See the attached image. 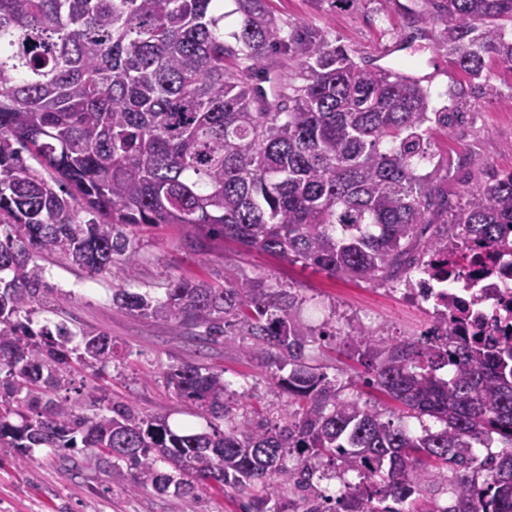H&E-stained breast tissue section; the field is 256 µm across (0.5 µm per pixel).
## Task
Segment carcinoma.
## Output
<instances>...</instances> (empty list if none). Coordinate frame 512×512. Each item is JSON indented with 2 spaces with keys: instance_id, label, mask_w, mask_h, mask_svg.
<instances>
[{
  "instance_id": "obj_1",
  "label": "carcinoma",
  "mask_w": 512,
  "mask_h": 512,
  "mask_svg": "<svg viewBox=\"0 0 512 512\" xmlns=\"http://www.w3.org/2000/svg\"><path fill=\"white\" fill-rule=\"evenodd\" d=\"M232 2L226 12L224 0H0V447L20 464L36 448L123 461L132 482L113 469L126 492L229 487L245 496L240 512H405L450 472L451 501L420 512H512V340L381 347L374 330H351L373 354L366 384L443 424L414 433L340 397L309 362L311 329L291 290L179 278L162 298L114 288L112 305L199 328L204 345L242 325L288 396L280 422L239 419L224 370L199 363L165 379L204 429L93 394L78 415L60 397L73 364L104 367L116 351L105 332L82 329L72 347L67 324L33 327L52 290L41 259L131 281L141 229L184 224L371 281L450 242L512 245V171L469 160L475 182L451 204L437 179L448 162L431 151L468 98L498 94L490 60L512 68V0L403 6L404 43L442 21L432 44L468 81L441 107L428 78L359 63L329 30L278 21L267 0ZM495 440L498 453L473 452ZM316 456L357 473V492L334 502L319 491Z\"/></svg>"
}]
</instances>
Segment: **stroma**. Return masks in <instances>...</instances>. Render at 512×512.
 <instances>
[{
    "label": "stroma",
    "mask_w": 512,
    "mask_h": 512,
    "mask_svg": "<svg viewBox=\"0 0 512 512\" xmlns=\"http://www.w3.org/2000/svg\"><path fill=\"white\" fill-rule=\"evenodd\" d=\"M282 21H303L330 30L358 57L383 66L410 60L411 51H396L408 28L402 12L390 0H356L348 8L332 7L329 0H269ZM498 96L479 100L473 112L456 122L450 135L436 134L433 152L447 158L472 154L500 169H512V70L490 65ZM135 291L163 296L172 279L200 277L220 282L248 278L269 288H289L303 300L302 319L316 331L309 353L314 363L337 377L345 397L380 410L395 404L376 389L360 386L367 373L364 357L347 338L362 325L378 332L381 341L418 337L424 314L403 308L398 292L387 281H363L330 276L303 268L279 257L248 250L231 240L215 238L206 248L193 245V232L179 224L143 228L139 233ZM46 280L53 291L49 309L37 312L36 321L61 319L74 328L92 327L108 333L117 343L122 360L103 369L75 371L78 389L72 401L76 412L85 410V393L130 400L149 413L170 422L202 419L167 388L164 373L185 362H199L223 370L238 393L236 413L242 419H277L287 402L269 380V370L254 354L252 340L242 327L230 328L226 342L203 346L171 325L118 311L112 290L122 283L119 273L96 279L80 271L47 264ZM336 329L324 336L325 326ZM108 476L95 459L77 454L75 461L49 448H38L30 463L20 466L9 449H0V512H239V495L233 489L199 491L198 499L158 497L149 492H106Z\"/></svg>",
    "instance_id": "stroma-1"
}]
</instances>
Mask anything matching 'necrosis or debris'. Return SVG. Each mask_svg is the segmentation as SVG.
I'll list each match as a JSON object with an SVG mask.
<instances>
[{"label": "necrosis or debris", "mask_w": 512, "mask_h": 512, "mask_svg": "<svg viewBox=\"0 0 512 512\" xmlns=\"http://www.w3.org/2000/svg\"><path fill=\"white\" fill-rule=\"evenodd\" d=\"M431 318L460 321L470 336L512 335V252L479 245L439 252L401 292Z\"/></svg>", "instance_id": "necrosis-or-debris-1"}]
</instances>
